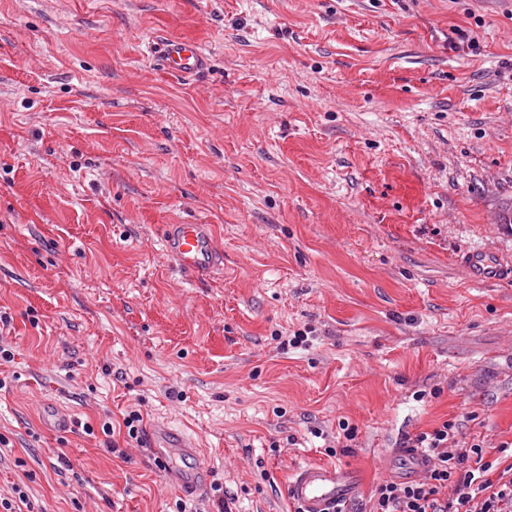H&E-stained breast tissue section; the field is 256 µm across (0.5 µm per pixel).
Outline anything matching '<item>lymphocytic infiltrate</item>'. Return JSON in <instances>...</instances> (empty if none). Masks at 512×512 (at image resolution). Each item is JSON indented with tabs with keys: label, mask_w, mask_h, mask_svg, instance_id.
<instances>
[{
	"label": "lymphocytic infiltrate",
	"mask_w": 512,
	"mask_h": 512,
	"mask_svg": "<svg viewBox=\"0 0 512 512\" xmlns=\"http://www.w3.org/2000/svg\"><path fill=\"white\" fill-rule=\"evenodd\" d=\"M430 460L425 475L380 483L369 512H512V444L487 450L483 440L459 436L456 422L405 438Z\"/></svg>",
	"instance_id": "lymphocytic-infiltrate-1"
}]
</instances>
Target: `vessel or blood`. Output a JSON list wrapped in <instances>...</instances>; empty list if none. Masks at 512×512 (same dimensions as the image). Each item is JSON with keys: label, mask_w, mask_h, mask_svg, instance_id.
<instances>
[{"label": "vessel or blood", "mask_w": 512, "mask_h": 512, "mask_svg": "<svg viewBox=\"0 0 512 512\" xmlns=\"http://www.w3.org/2000/svg\"><path fill=\"white\" fill-rule=\"evenodd\" d=\"M150 56L168 74L182 78L198 77L207 73L211 58L194 39L171 35L148 45ZM166 252L177 267L197 276H207L221 264L208 225L170 224L165 233ZM469 277L475 281L494 279L499 267L485 253L471 252L463 259ZM146 446L154 462L162 465L167 479L181 491L193 494L208 483V474L203 466L188 470H176L170 465L174 456L193 457L197 450L180 431L165 425H152L146 431ZM411 476L422 475L429 461L420 451L412 448H397ZM361 476L349 466L305 465L291 474L285 488L288 499L299 512H339L360 493Z\"/></svg>", "instance_id": "1"}]
</instances>
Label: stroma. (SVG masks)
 I'll return each instance as SVG.
<instances>
[{"instance_id":"1","label":"stroma","mask_w":512,"mask_h":512,"mask_svg":"<svg viewBox=\"0 0 512 512\" xmlns=\"http://www.w3.org/2000/svg\"><path fill=\"white\" fill-rule=\"evenodd\" d=\"M159 33L211 72L166 74ZM508 208L506 0H0V495L293 512L290 472L320 463L361 472L368 512L405 436L511 441L512 278L460 265L512 261ZM181 223L222 271H178ZM130 410L198 445L203 494L119 431ZM148 50L157 64L173 76L198 77L211 67L210 55L188 37L171 35L162 40H152ZM165 247L180 270L196 276H208L221 265L207 224H167ZM464 265L469 277L473 281L487 279H498L501 268L493 263L487 255L482 252H471L463 258Z\"/></svg>"}]
</instances>
